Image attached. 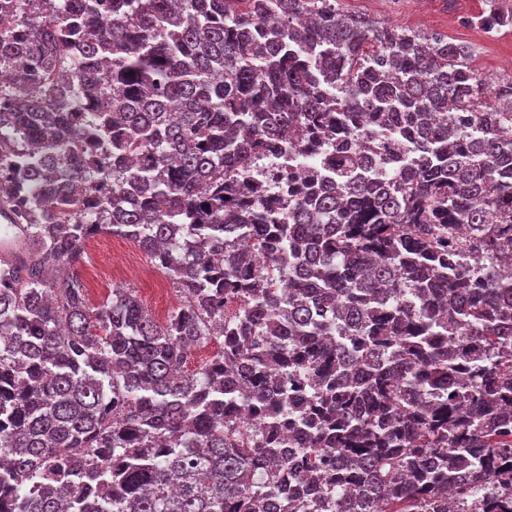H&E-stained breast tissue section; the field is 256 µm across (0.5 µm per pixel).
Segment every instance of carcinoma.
<instances>
[{
    "instance_id": "cac0c4a2",
    "label": "carcinoma",
    "mask_w": 512,
    "mask_h": 512,
    "mask_svg": "<svg viewBox=\"0 0 512 512\" xmlns=\"http://www.w3.org/2000/svg\"><path fill=\"white\" fill-rule=\"evenodd\" d=\"M336 4L0 0V512H512V79ZM276 157L277 158H273L268 161V165L284 172L287 175V178L288 172H291L292 175L298 176L306 172L315 164V162L305 158V156L292 151ZM122 257L125 267L112 275V259ZM115 261V267L123 259ZM78 273L87 289L89 304L97 307L112 299L113 288H130L146 311L160 324L180 305V293L152 265L148 256L131 240L102 233L88 245Z\"/></svg>"
}]
</instances>
